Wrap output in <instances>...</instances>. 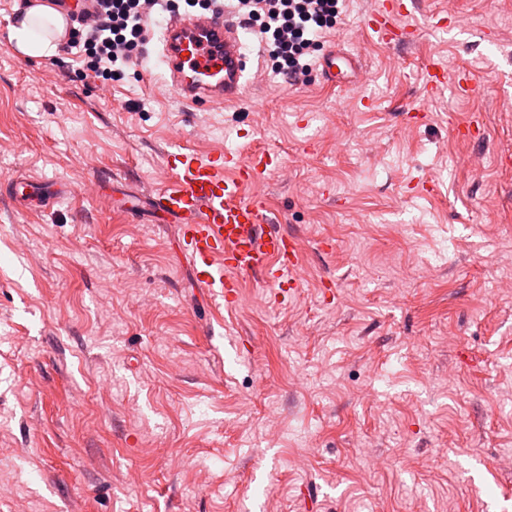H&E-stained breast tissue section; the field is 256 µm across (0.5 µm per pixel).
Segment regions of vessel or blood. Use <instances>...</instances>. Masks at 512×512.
Listing matches in <instances>:
<instances>
[{"label":"vessel or blood","instance_id":"b4317fda","mask_svg":"<svg viewBox=\"0 0 512 512\" xmlns=\"http://www.w3.org/2000/svg\"><path fill=\"white\" fill-rule=\"evenodd\" d=\"M410 9L404 0H382L368 17L367 27L389 48L413 43L415 32L404 21ZM240 24L228 15H176L162 31L161 61L169 88L184 103L198 106L243 98L248 87V54ZM358 55L339 49L323 58L328 82L354 73ZM426 87L437 93L454 86L472 92L476 76L466 70L448 79L445 70L426 64ZM275 154L256 150L248 159L236 153H203L188 147L168 151L165 164L170 178L155 197L158 209L182 226V248L189 257L196 281L214 303L235 305L242 277L261 281L271 295L280 296L301 266L298 237L285 234L272 217L263 194L254 187L276 166ZM37 181L17 177L10 199L20 207H34Z\"/></svg>","mask_w":512,"mask_h":512}]
</instances>
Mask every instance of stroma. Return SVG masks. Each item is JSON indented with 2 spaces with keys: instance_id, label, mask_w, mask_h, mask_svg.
<instances>
[{
  "instance_id": "35a3bbf8",
  "label": "stroma",
  "mask_w": 512,
  "mask_h": 512,
  "mask_svg": "<svg viewBox=\"0 0 512 512\" xmlns=\"http://www.w3.org/2000/svg\"><path fill=\"white\" fill-rule=\"evenodd\" d=\"M380 2L325 38L350 89L284 82L251 28L245 97L204 108L156 84L160 26L104 86L17 53L0 6V512H512V0H419L394 49ZM431 60L478 89L426 97ZM177 144L279 155L256 189L303 248L284 303L197 287L152 202ZM19 174L71 192L23 211ZM410 11L403 0H383L369 15L366 26L376 40L388 48L411 44L415 40V32L402 21ZM359 65L361 60L358 55L340 49H332L321 61L322 71L325 72L326 79L331 84L347 78L357 70Z\"/></svg>"
}]
</instances>
